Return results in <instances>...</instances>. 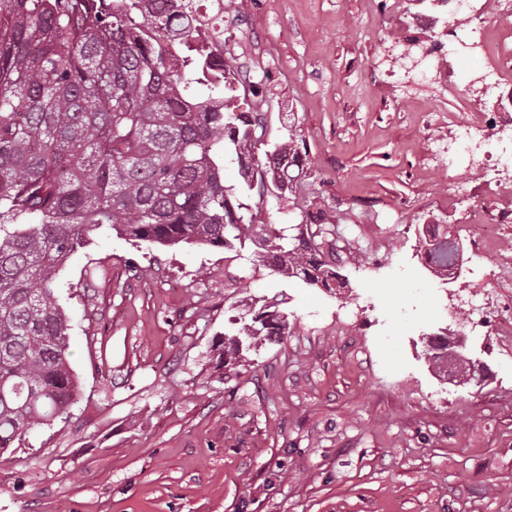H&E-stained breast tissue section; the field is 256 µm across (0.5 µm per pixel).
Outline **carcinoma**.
Wrapping results in <instances>:
<instances>
[{"instance_id": "cac0c4a2", "label": "carcinoma", "mask_w": 512, "mask_h": 512, "mask_svg": "<svg viewBox=\"0 0 512 512\" xmlns=\"http://www.w3.org/2000/svg\"><path fill=\"white\" fill-rule=\"evenodd\" d=\"M0 0V449L69 413L78 395L69 320L57 303L65 260L93 232L132 244L246 248L272 272L312 288L347 287L317 233L267 224L252 194L283 198L279 170L298 139L251 129L265 112H236L196 30L192 0ZM235 163L241 181L224 184ZM450 232L424 239L436 271ZM274 296L229 319L224 362L288 335Z\"/></svg>"}]
</instances>
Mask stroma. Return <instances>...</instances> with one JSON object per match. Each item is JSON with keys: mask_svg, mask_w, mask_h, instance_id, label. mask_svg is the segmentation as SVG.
<instances>
[{"mask_svg": "<svg viewBox=\"0 0 512 512\" xmlns=\"http://www.w3.org/2000/svg\"><path fill=\"white\" fill-rule=\"evenodd\" d=\"M379 20L370 0H248L224 23L236 68L275 88L236 106L307 148L296 191L265 196L264 218L321 213L346 288L94 234L58 293L77 400L0 451V512H512V333L495 321L472 337L492 371L479 393L438 377L420 342L468 318L421 245L461 222L472 158L449 168L448 120L469 101L394 69ZM486 250L463 285L512 314V277L497 275L512 223ZM273 296L288 335L222 363L229 317Z\"/></svg>", "mask_w": 512, "mask_h": 512, "instance_id": "1", "label": "stroma"}]
</instances>
